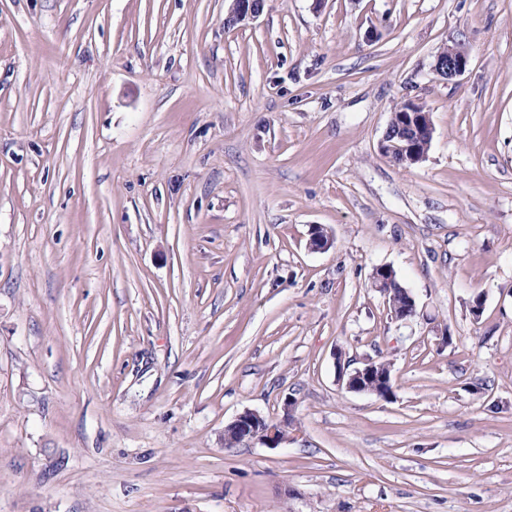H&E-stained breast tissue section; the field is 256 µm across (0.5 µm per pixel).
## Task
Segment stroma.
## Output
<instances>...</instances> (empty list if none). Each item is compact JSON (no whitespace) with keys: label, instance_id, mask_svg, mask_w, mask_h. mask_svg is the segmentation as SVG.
Here are the masks:
<instances>
[{"label":"stroma","instance_id":"obj_1","mask_svg":"<svg viewBox=\"0 0 512 512\" xmlns=\"http://www.w3.org/2000/svg\"><path fill=\"white\" fill-rule=\"evenodd\" d=\"M230 7L0 0V512H512V0ZM228 14L229 24H241L253 20L260 13L262 2L259 0H231ZM443 57H448L447 66L440 65L438 60L435 63L434 71L440 77L451 81L461 76L468 66V55L466 51L459 45L455 44L448 55L445 52L442 53ZM411 102L418 107L416 109L405 108V105ZM395 112L405 113V115H402V119L405 123L409 125L408 127L411 128L415 134L413 137H410L409 140L399 137L401 140H405V145L398 146L397 144L393 143L391 139L386 137V129L383 139L380 143V149L385 155L389 156L392 159H394V156L398 152L406 151L408 153H411L413 157V162L411 161L410 155L407 153L398 154L394 160L399 165L406 167L411 166L416 164L414 162L422 161L426 156L425 150L419 153V147L415 143L416 139H424L430 141V139H432L433 137V126L430 119V113L424 109L421 103L414 101H406ZM431 141L429 142L427 152L431 145ZM375 362L376 361H368L367 363H364L363 366L355 368L351 372H347L345 370V364L341 366L340 358H338L337 366L339 369L340 381H344L346 388L352 392L371 394L382 399L383 397L380 396L376 389H373L370 385L365 386L363 383H366L365 380L372 378L379 365H381L383 370H388L390 367L389 363L381 361L377 362V364H379L377 365ZM229 432H234L237 443L245 440H258L270 448H275L287 438V433L281 423L267 419L259 413L245 410L224 428V438Z\"/></svg>","mask_w":512,"mask_h":512}]
</instances>
